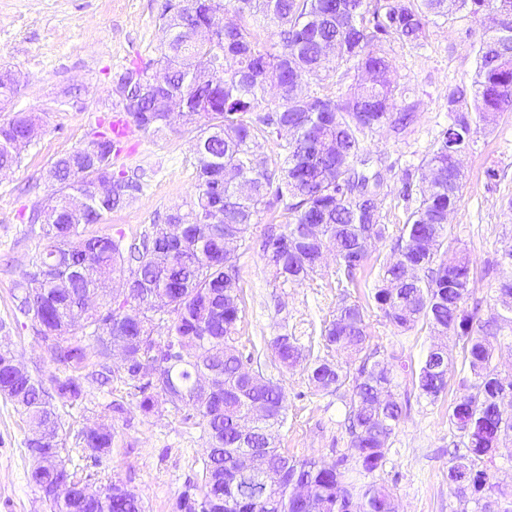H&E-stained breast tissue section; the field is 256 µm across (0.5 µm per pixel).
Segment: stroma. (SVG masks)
I'll return each instance as SVG.
<instances>
[{
	"label": "stroma",
	"instance_id": "35a3bbf8",
	"mask_svg": "<svg viewBox=\"0 0 512 512\" xmlns=\"http://www.w3.org/2000/svg\"><path fill=\"white\" fill-rule=\"evenodd\" d=\"M162 0H0V67L21 73L17 94L0 106V123L17 112H32L41 125L38 137L17 167L0 174V347L15 352L34 374L54 371L46 343L17 313L13 295L20 273L41 240L29 216L49 192L44 174L50 162L87 142L100 119L111 116L115 80L123 68L158 58ZM482 34L478 18L465 12L436 18L427 39L417 47L387 37L378 50L392 60L398 87L416 103V119L403 134L384 128L368 135L370 156L385 157L393 169L385 176L379 207L389 226L387 238L373 242L369 260L349 288L337 284L334 256L300 284L275 281L260 248L269 227L284 228L280 205L260 213L237 247L241 312L235 345L252 355L253 366L279 382L286 393V421L277 442L282 451L335 464L349 453L345 430L347 390L318 391L303 368L282 369L270 343L288 334L321 350V330L332 320L341 298L367 305L370 345L382 357L419 362L439 338L422 325L402 332L375 308L368 293L379 264L392 247L414 200L404 199V184L418 185L419 165L438 132L452 118L448 93L470 88ZM193 132L175 128L162 136L133 132L124 139L115 170L142 175L146 189L131 206L93 225L98 235L138 237L160 223L170 208L190 203L197 194ZM462 201L450 218L449 253L470 258V301L488 320L500 308L498 284L512 278V265L500 258L512 238V111L495 124L478 128L463 158ZM451 362L448 388L436 403L420 398L411 376L399 375L398 394L410 409L400 424L381 466L366 475L386 485L398 512H457L448 487L449 450L454 432L448 409L469 391L470 377L461 341H445ZM120 403L122 412L112 411ZM112 420L117 438L100 464L82 460L80 471L100 486L120 479L144 502L146 512H173L186 485L201 479L207 436L167 410L145 416L120 380L100 386L88 380L82 398L67 407L66 423L78 431L101 419ZM29 428L14 404L0 396V512H47L42 493L30 484Z\"/></svg>",
	"mask_w": 512,
	"mask_h": 512
}]
</instances>
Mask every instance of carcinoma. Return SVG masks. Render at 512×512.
Here are the masks:
<instances>
[{"mask_svg": "<svg viewBox=\"0 0 512 512\" xmlns=\"http://www.w3.org/2000/svg\"><path fill=\"white\" fill-rule=\"evenodd\" d=\"M512 12V0H164L159 30L161 55L125 69L113 106L118 121L157 136L180 125L196 132L198 194L187 210L175 206L165 222L139 240L123 233L96 235L88 228L136 201L144 182L113 170L121 151L115 121L92 132L87 148L56 157L46 169L51 193L36 210L42 248L29 259L17 282L21 314L51 340L52 361L65 375L34 376L14 352L0 349V395L10 399L31 426L27 439L34 458L29 479L50 512H145L141 499L125 495L120 482L99 489L71 468L70 431L56 403L73 405L83 384L119 378L145 415L166 409L190 411L209 441L201 482L190 485L174 507L196 512H396L390 489L358 485L344 462L326 466L312 458L279 451L272 429L285 420L282 387L242 368L234 345L241 295L236 247L255 218L273 202L282 204L285 230L270 234L263 258L282 283L299 284L336 252L347 281L369 258L358 249L364 236L386 237L389 227L378 206L384 185L383 158L364 152L367 133L386 126L403 133L415 119L416 104L398 103V87L388 57L374 50L387 36L419 45L433 18L466 11L480 16L483 28L475 70V118L455 116L450 128L461 137L473 125L489 126L512 109V34L504 36L491 13ZM223 17V29L209 36L210 16ZM345 68L363 78L346 96L305 92L322 73ZM168 70L158 87L148 75ZM278 103L265 106L268 90ZM35 116L17 112L0 124V168L21 160ZM285 136L284 158L275 172L253 150L261 128ZM448 128V129H450ZM443 129L420 163L418 204L400 229L397 249L380 266L370 298L386 321L407 331L418 324L464 344L472 377L470 392L448 411L465 453L448 467V485L461 512H512L495 498L484 461L508 450L512 460V411L501 409L497 391H512V373L494 363L500 338L512 337V279L500 283L502 313L491 320L468 309L470 260L465 253L448 259V212L462 198V172L448 152ZM112 181V196H94L98 182ZM92 197L91 207L75 213L72 195ZM127 288L112 298L105 313L87 299L106 291L109 282ZM323 347L348 355L342 361L314 353L286 334L271 348L281 367L301 366L318 391L337 392L351 385L347 420L352 458L365 473L381 465L406 405L396 397L394 365L369 349L366 307L342 297L336 316L321 330ZM125 347L129 364L112 367V348ZM361 357L356 372L352 358ZM150 366L152 380L141 382ZM448 352L431 348L415 372L419 395L434 403L445 393ZM256 402L267 416L244 431L240 422ZM117 432L101 422L75 435V445L101 458L112 450ZM240 448H253L273 463L266 494L241 491L237 479ZM69 482L70 493L52 494ZM305 497L293 494V485Z\"/></svg>", "mask_w": 512, "mask_h": 512, "instance_id": "1", "label": "carcinoma"}]
</instances>
